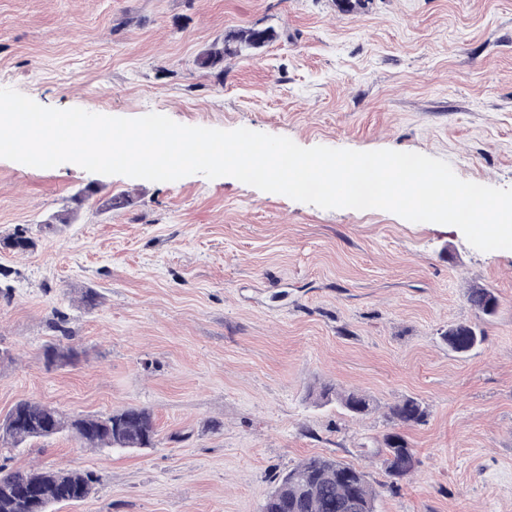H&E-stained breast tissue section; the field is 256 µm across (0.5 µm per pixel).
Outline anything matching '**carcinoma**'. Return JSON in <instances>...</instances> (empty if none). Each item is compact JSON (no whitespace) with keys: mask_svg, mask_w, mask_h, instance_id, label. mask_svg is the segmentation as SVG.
Instances as JSON below:
<instances>
[{"mask_svg":"<svg viewBox=\"0 0 512 512\" xmlns=\"http://www.w3.org/2000/svg\"><path fill=\"white\" fill-rule=\"evenodd\" d=\"M276 39L270 29L239 28L224 34L222 42L213 44L196 59L198 69L224 72V59L248 49H259ZM7 246L17 252L35 247L32 237L21 230ZM467 302L476 317L493 316L498 299L488 288L468 290ZM448 348L467 355L485 341L478 325L460 322L448 326L443 334ZM74 348L50 346L45 350L49 364L67 362ZM340 406L353 416L364 415L370 400L355 391L336 393ZM17 418L6 416L0 421V440L19 446L29 440L47 438L63 430L73 433L81 445L107 448L113 452L152 448L158 437L153 412L146 407H126L106 416L69 417L56 408L22 400L14 407ZM427 409L414 398L402 399L388 408L386 420L391 431L383 435L376 452L385 457L387 473L404 478L416 469L418 460L413 448L398 429L424 421ZM92 480L78 472H52L32 469L4 470L0 467V512H51L60 503H80L90 497ZM376 491L366 472L332 456L311 455L278 478L277 486L264 500L261 512H377Z\"/></svg>","mask_w":512,"mask_h":512,"instance_id":"carcinoma-1","label":"carcinoma"}]
</instances>
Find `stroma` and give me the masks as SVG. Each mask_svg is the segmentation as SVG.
I'll return each mask as SVG.
<instances>
[{"mask_svg": "<svg viewBox=\"0 0 512 512\" xmlns=\"http://www.w3.org/2000/svg\"><path fill=\"white\" fill-rule=\"evenodd\" d=\"M243 27L275 41L197 55ZM0 88L46 107L285 136L299 146L418 152L512 188V0H0ZM90 200L49 223L74 194ZM0 419L21 400L63 414L150 408L155 447L86 448L70 433L0 465L90 473L53 512H260L278 475L332 455L379 488L377 512H512V250L380 209L325 210L231 177L150 182L0 159ZM498 297L477 320L467 291ZM97 292L94 308L81 295ZM484 343L459 357L448 325ZM50 346L74 360L46 365ZM330 384L371 396L353 417L317 405ZM421 400L404 435L416 471L389 489L371 455L388 407ZM276 39L270 29L239 28L224 34L222 42L213 44L196 59L198 69L205 72H224V59L240 55L244 50L259 49Z\"/></svg>", "mask_w": 512, "mask_h": 512, "instance_id": "stroma-1", "label": "stroma"}]
</instances>
